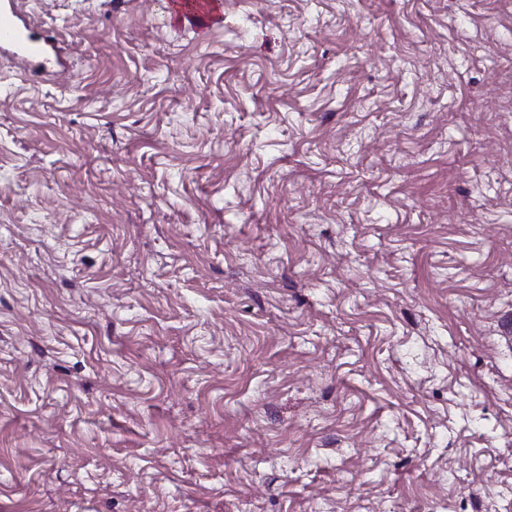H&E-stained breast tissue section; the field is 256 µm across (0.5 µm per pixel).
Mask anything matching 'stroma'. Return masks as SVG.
<instances>
[{"label": "stroma", "instance_id": "obj_1", "mask_svg": "<svg viewBox=\"0 0 512 512\" xmlns=\"http://www.w3.org/2000/svg\"><path fill=\"white\" fill-rule=\"evenodd\" d=\"M0 512H512V0H14ZM19 20V16L12 8L10 10L0 8V29L9 33V44L22 54L32 57L40 56L51 43L52 37L33 33L24 23L21 26Z\"/></svg>", "mask_w": 512, "mask_h": 512}]
</instances>
